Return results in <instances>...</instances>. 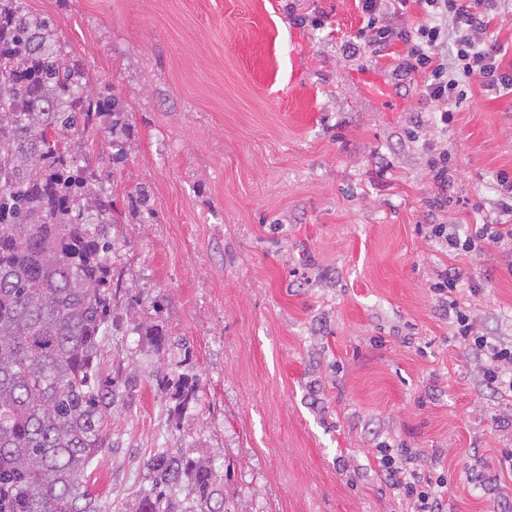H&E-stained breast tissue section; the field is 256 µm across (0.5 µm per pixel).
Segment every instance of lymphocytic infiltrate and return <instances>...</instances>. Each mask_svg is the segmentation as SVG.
Returning a JSON list of instances; mask_svg holds the SVG:
<instances>
[{"mask_svg":"<svg viewBox=\"0 0 512 512\" xmlns=\"http://www.w3.org/2000/svg\"><path fill=\"white\" fill-rule=\"evenodd\" d=\"M363 23L353 51L381 55L393 42L409 48L410 68L425 75L424 93L431 100L445 103L460 99L471 80L489 90L512 91V61L490 38L493 21L512 9V0H357ZM416 3L425 17L423 24L395 27L383 23V4L394 14H402L409 3ZM500 220L476 228L466 237L449 232L447 225L429 227L431 237L446 240L455 250L469 251L476 242L490 247H512V174L497 176ZM436 295L447 297L455 308L456 334L465 349L479 363L486 389L500 397H512V343H496L479 334L469 314L459 309V279L441 274L433 285ZM382 473L393 490L403 498L408 512H443L445 482L433 472L417 468L410 452L400 457H383Z\"/></svg>","mask_w":512,"mask_h":512,"instance_id":"lymphocytic-infiltrate-1","label":"lymphocytic infiltrate"}]
</instances>
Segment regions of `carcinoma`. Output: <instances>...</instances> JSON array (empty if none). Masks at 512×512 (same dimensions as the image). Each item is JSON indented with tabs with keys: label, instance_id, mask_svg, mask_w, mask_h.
Wrapping results in <instances>:
<instances>
[{
	"label": "carcinoma",
	"instance_id": "cac0c4a2",
	"mask_svg": "<svg viewBox=\"0 0 512 512\" xmlns=\"http://www.w3.org/2000/svg\"><path fill=\"white\" fill-rule=\"evenodd\" d=\"M57 27L25 0H0V512H106L87 468L110 447L108 409L119 380L101 375L110 319L111 229L123 224L97 171L75 152L79 131L112 115L117 91L92 90L82 61L55 51ZM182 417L199 380L175 382ZM135 512H237L190 448L143 462Z\"/></svg>",
	"mask_w": 512,
	"mask_h": 512
}]
</instances>
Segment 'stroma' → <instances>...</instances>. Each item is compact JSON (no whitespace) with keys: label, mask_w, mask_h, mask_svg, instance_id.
I'll use <instances>...</instances> for the list:
<instances>
[{"label":"stroma","mask_w":512,"mask_h":512,"mask_svg":"<svg viewBox=\"0 0 512 512\" xmlns=\"http://www.w3.org/2000/svg\"><path fill=\"white\" fill-rule=\"evenodd\" d=\"M27 4L126 103L122 147L102 126L80 153L119 206L140 186L152 196V215L112 229L121 328L101 373L127 386L88 472L107 512H132L158 448L194 449L239 489L238 512H405L384 445L447 479L443 512L512 499L499 463L512 401L482 386L431 289L457 275L477 329L512 341V250L455 251L425 231L494 219L512 94L471 83L440 124L405 44L346 52L355 0ZM443 155L444 188L431 172ZM155 326L185 340L200 381L179 421L156 380L171 356Z\"/></svg>","instance_id":"1"}]
</instances>
